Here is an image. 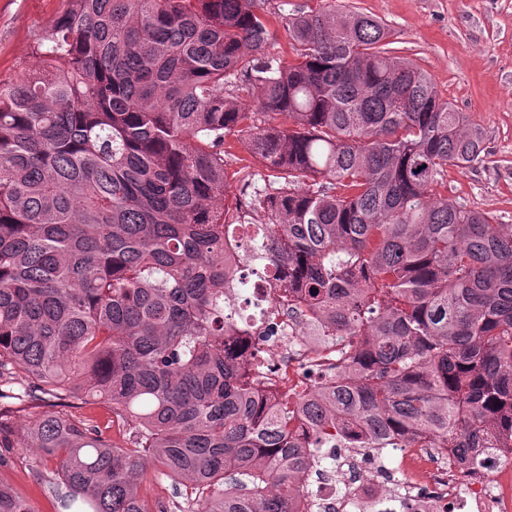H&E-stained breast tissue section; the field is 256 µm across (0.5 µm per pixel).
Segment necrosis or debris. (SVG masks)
I'll return each instance as SVG.
<instances>
[{
    "mask_svg": "<svg viewBox=\"0 0 512 512\" xmlns=\"http://www.w3.org/2000/svg\"><path fill=\"white\" fill-rule=\"evenodd\" d=\"M279 320L286 338L270 359L271 375L313 389L321 375L332 371L335 353L301 336L296 316L283 313ZM503 457L499 450L481 455L482 475L475 479L450 448H353L344 461L328 460L303 480L300 495L310 512H353L350 490L356 485H373L378 499H391L387 474L393 470L416 500V512H512V475H505Z\"/></svg>",
    "mask_w": 512,
    "mask_h": 512,
    "instance_id": "4bbe7bcc",
    "label": "necrosis or debris"
}]
</instances>
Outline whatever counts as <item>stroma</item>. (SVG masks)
<instances>
[{
  "label": "stroma",
  "mask_w": 512,
  "mask_h": 512,
  "mask_svg": "<svg viewBox=\"0 0 512 512\" xmlns=\"http://www.w3.org/2000/svg\"><path fill=\"white\" fill-rule=\"evenodd\" d=\"M343 5L389 28L395 54L413 59L433 78L440 97L485 138L482 163L449 166L448 196L494 213L512 232V0H270L283 18L306 8ZM66 0H0V80L14 81L36 61L39 41L63 12ZM227 202L248 200L272 178L250 157L247 143L227 138ZM56 465L23 449L14 451L0 480L29 500L34 512H57ZM149 512H188L194 490L161 477L144 483Z\"/></svg>",
  "instance_id": "stroma-1"
}]
</instances>
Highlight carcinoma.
Listing matches in <instances>:
<instances>
[{"instance_id":"carcinoma-1","label":"carcinoma","mask_w":512,"mask_h":512,"mask_svg":"<svg viewBox=\"0 0 512 512\" xmlns=\"http://www.w3.org/2000/svg\"><path fill=\"white\" fill-rule=\"evenodd\" d=\"M265 3L67 0L0 82V384L63 401L20 436L0 411V467L54 460L59 512H148L150 463L197 512H293L322 448H512V233L438 191L482 131L385 23L303 9L274 57ZM242 134L275 180L231 208ZM286 307L336 348L305 397L258 389ZM89 400L130 446L71 411ZM0 512L33 510L0 481Z\"/></svg>"}]
</instances>
